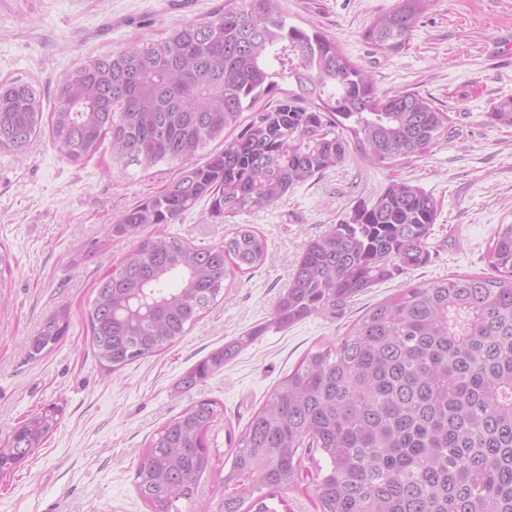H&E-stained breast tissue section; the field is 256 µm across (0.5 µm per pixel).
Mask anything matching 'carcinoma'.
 Listing matches in <instances>:
<instances>
[{
  "mask_svg": "<svg viewBox=\"0 0 512 512\" xmlns=\"http://www.w3.org/2000/svg\"><path fill=\"white\" fill-rule=\"evenodd\" d=\"M431 2L397 0L364 26L363 40L382 52L405 48ZM55 100L46 116L37 83L0 81V147L21 151L46 127L74 164L108 141L121 174L179 169L108 230L135 238L99 281L89 313L93 355L108 372L169 349L237 274L268 256L249 224L212 246L147 234L149 225L173 224L201 199L212 218H234L352 156L394 168L455 133L420 93L380 94L334 39L288 23L275 0H221L157 39L91 53L57 84ZM489 117L512 128V97ZM227 130L235 136L223 150L196 160ZM437 217L432 195L404 180L356 201L306 244L272 320L199 361L178 388L205 382L272 325L334 317L373 286L427 265ZM485 260L490 273L402 288L309 350L228 435L220 512H277L274 500L302 480L306 459L316 512H512V224L492 230ZM68 330L61 310L31 353L52 350ZM61 414L50 406L14 428L0 471L42 447ZM222 415L202 399L153 434L135 477L149 512H185L212 468L208 433Z\"/></svg>",
  "mask_w": 512,
  "mask_h": 512,
  "instance_id": "cac0c4a2",
  "label": "carcinoma"
}]
</instances>
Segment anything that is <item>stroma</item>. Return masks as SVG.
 Listing matches in <instances>:
<instances>
[{"mask_svg":"<svg viewBox=\"0 0 512 512\" xmlns=\"http://www.w3.org/2000/svg\"><path fill=\"white\" fill-rule=\"evenodd\" d=\"M217 0H0V80L39 82L45 108L56 84L89 53L118 50L137 38L206 16ZM395 0H278L290 23L314 26L363 67L378 92L421 93L449 112L457 137L409 165L387 168L349 159L269 206L223 222L197 204L166 230L195 245L223 243L235 224L268 241L258 269L237 284L163 353L115 374L100 369L90 347L89 312L99 281L127 255L123 239L101 249L116 216L170 186L177 168L125 176L108 154L69 162L40 135L24 150L0 148V251L13 268L0 304V444L28 415L55 405L63 417L42 448L0 475V512H147L135 472L151 435L201 399L224 407L209 433L214 469L204 474L190 512H217L226 429L243 424L316 343L336 340L363 308L408 282L427 283L485 268L496 225L512 224V129L489 114L512 96V0H433L411 41L396 54L365 43L361 31ZM432 195L439 214L430 264L376 286L338 319L311 316L272 328L206 382L183 392L179 378L254 324L269 321L292 266L308 241L371 198L391 179ZM70 317L49 353L30 343L59 309Z\"/></svg>","mask_w":512,"mask_h":512,"instance_id":"35a3bbf8","label":"stroma"}]
</instances>
